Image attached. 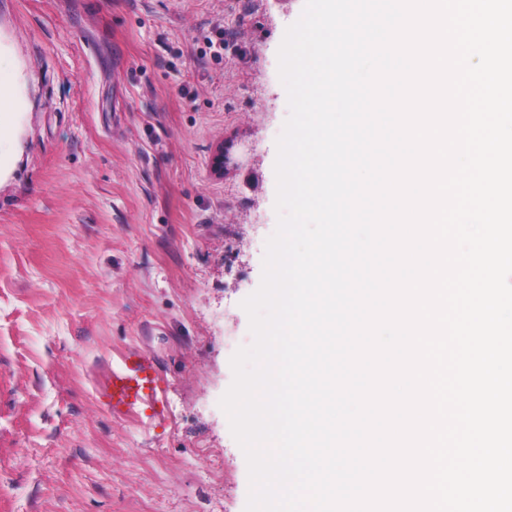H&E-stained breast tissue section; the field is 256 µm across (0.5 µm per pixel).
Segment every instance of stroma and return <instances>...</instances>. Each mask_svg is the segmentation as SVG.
Listing matches in <instances>:
<instances>
[{"mask_svg":"<svg viewBox=\"0 0 512 512\" xmlns=\"http://www.w3.org/2000/svg\"><path fill=\"white\" fill-rule=\"evenodd\" d=\"M305 0H0V512H245L219 402ZM154 355L168 418L99 392Z\"/></svg>","mask_w":512,"mask_h":512,"instance_id":"35a3bbf8","label":"stroma"}]
</instances>
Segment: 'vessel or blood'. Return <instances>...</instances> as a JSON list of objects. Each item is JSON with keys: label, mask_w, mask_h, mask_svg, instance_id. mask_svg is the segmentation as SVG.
I'll return each instance as SVG.
<instances>
[{"label": "vessel or blood", "mask_w": 512, "mask_h": 512, "mask_svg": "<svg viewBox=\"0 0 512 512\" xmlns=\"http://www.w3.org/2000/svg\"><path fill=\"white\" fill-rule=\"evenodd\" d=\"M101 394L115 415H137L152 421L165 417L161 374L154 357L148 353L131 351L123 355L113 366Z\"/></svg>", "instance_id": "b4317fda"}]
</instances>
